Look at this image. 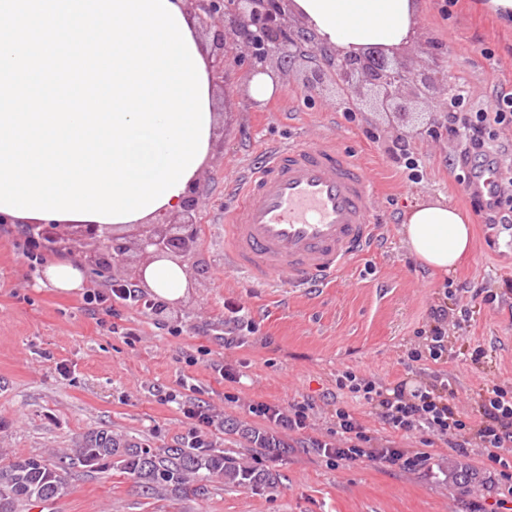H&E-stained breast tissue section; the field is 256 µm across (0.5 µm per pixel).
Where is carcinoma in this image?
Segmentation results:
<instances>
[{"label": "carcinoma", "instance_id": "cac0c4a2", "mask_svg": "<svg viewBox=\"0 0 512 512\" xmlns=\"http://www.w3.org/2000/svg\"><path fill=\"white\" fill-rule=\"evenodd\" d=\"M251 442L271 456L284 454L280 441L260 431L246 430ZM90 469L110 466L132 479L146 494L173 498L200 497L211 482L254 491L274 490L280 474L264 466L240 461L221 448L181 445L152 448L112 435L104 428L81 435L76 447L58 461L41 457L0 461V512H16L21 501L43 503L69 492L68 472L75 465Z\"/></svg>", "mask_w": 512, "mask_h": 512}]
</instances>
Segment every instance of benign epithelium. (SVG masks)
I'll list each match as a JSON object with an SVG mask.
<instances>
[{
    "label": "benign epithelium",
    "mask_w": 512,
    "mask_h": 512,
    "mask_svg": "<svg viewBox=\"0 0 512 512\" xmlns=\"http://www.w3.org/2000/svg\"><path fill=\"white\" fill-rule=\"evenodd\" d=\"M202 28H215L217 43L224 41V29L231 30L241 57L250 72L257 71L276 57L290 63L305 52H318L325 66L312 68L305 80L308 91L315 93L324 86L325 68L335 74V83L343 92L337 107H359L360 88L374 92L375 105L383 112L405 115L409 107L403 89L415 82L410 70L399 60L374 51L363 55L339 54L314 44L302 28H294L282 10V0H189ZM200 185H195L183 199L181 209L161 211L148 224L138 227L130 241L114 233L105 224H71L68 237L58 228L44 229L49 251L68 249L84 268L107 271L112 283H133L141 286L143 265L160 258H178L186 263L197 253L195 224L198 216Z\"/></svg>",
    "instance_id": "7a95c632"
}]
</instances>
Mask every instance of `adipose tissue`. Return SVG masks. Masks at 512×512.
Listing matches in <instances>:
<instances>
[{"instance_id": "obj_1", "label": "adipose tissue", "mask_w": 512, "mask_h": 512, "mask_svg": "<svg viewBox=\"0 0 512 512\" xmlns=\"http://www.w3.org/2000/svg\"><path fill=\"white\" fill-rule=\"evenodd\" d=\"M288 10L322 45L362 54L394 53L419 23V0H288ZM403 243L427 268L451 272L471 246V229L445 198L416 196L404 214ZM144 280L156 298L174 303L190 286L186 265L165 258L149 262Z\"/></svg>"}]
</instances>
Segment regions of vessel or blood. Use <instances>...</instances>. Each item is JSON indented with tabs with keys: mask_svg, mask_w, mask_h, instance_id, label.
Returning a JSON list of instances; mask_svg holds the SVG:
<instances>
[{
	"mask_svg": "<svg viewBox=\"0 0 512 512\" xmlns=\"http://www.w3.org/2000/svg\"><path fill=\"white\" fill-rule=\"evenodd\" d=\"M503 178L497 164L484 161L469 170L466 191L495 203ZM231 193L224 268L249 287L324 288L382 244L374 179L333 137L271 149Z\"/></svg>",
	"mask_w": 512,
	"mask_h": 512,
	"instance_id": "vessel-or-blood-1",
	"label": "vessel or blood"
}]
</instances>
